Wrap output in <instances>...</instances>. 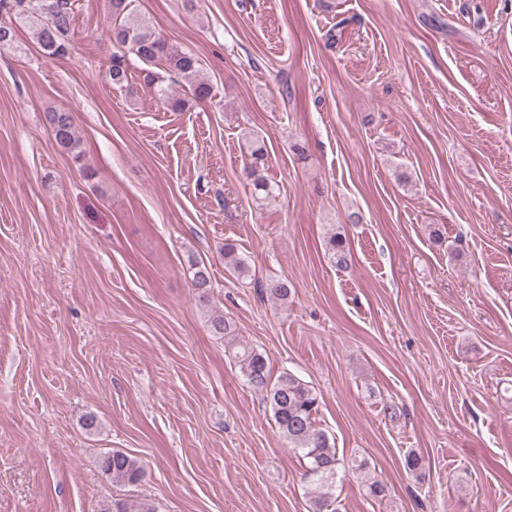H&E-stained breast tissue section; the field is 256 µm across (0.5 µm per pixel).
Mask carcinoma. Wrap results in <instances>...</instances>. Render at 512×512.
I'll use <instances>...</instances> for the list:
<instances>
[{
  "instance_id": "cac0c4a2",
  "label": "carcinoma",
  "mask_w": 512,
  "mask_h": 512,
  "mask_svg": "<svg viewBox=\"0 0 512 512\" xmlns=\"http://www.w3.org/2000/svg\"><path fill=\"white\" fill-rule=\"evenodd\" d=\"M77 0H0V48L16 44L15 24L23 22L35 28V34L44 54L54 59L68 53V36L74 18ZM110 19L109 79L112 86L123 89L129 86L130 60L142 65L144 82L153 88L162 103L175 111L185 109L186 101L177 96L166 84V77L174 74L186 81L191 96L198 102L212 99L213 90L208 82L199 78L198 59L189 51L168 44L161 35L133 8V0H108ZM46 121L52 129L58 145L74 153L79 148L73 118L66 111L46 113ZM246 141L245 177L251 181L253 193H263L267 198L275 186L262 175L267 162L264 138L248 133ZM330 259L340 267L348 266L350 252L346 238L332 234L327 242ZM221 255L227 268L241 275L246 272L245 260L238 254L233 243H225ZM192 288L198 301L210 302V275L205 263L194 261ZM293 285L287 280L271 278L266 282L265 294L273 301L286 302ZM242 375L247 383L264 395L271 407L277 428L304 465L303 479L313 488L312 512H338L334 496L336 476L345 468L344 458L338 455L335 443L328 433L316 426L319 397L315 390L297 375L283 371L271 377L267 360L254 349L233 351ZM99 466L103 473L120 483L134 484L142 480L145 467L142 461L127 453L114 450L101 456ZM104 512H153L150 505L130 504L114 500Z\"/></svg>"
}]
</instances>
